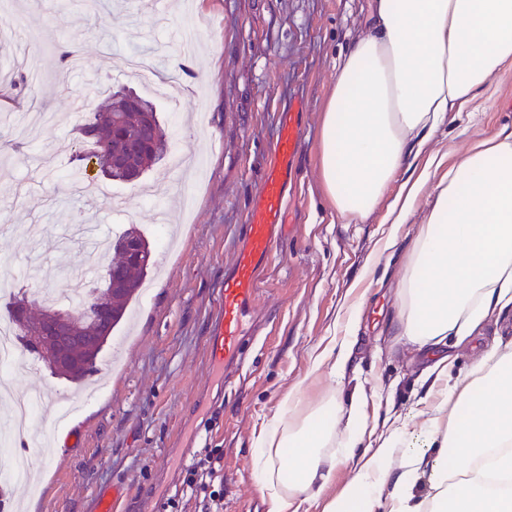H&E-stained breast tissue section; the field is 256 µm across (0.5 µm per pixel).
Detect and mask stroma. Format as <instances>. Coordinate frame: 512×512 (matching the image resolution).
Returning a JSON list of instances; mask_svg holds the SVG:
<instances>
[{"instance_id":"stroma-1","label":"stroma","mask_w":512,"mask_h":512,"mask_svg":"<svg viewBox=\"0 0 512 512\" xmlns=\"http://www.w3.org/2000/svg\"><path fill=\"white\" fill-rule=\"evenodd\" d=\"M17 22L0 42V88L12 91L9 111L56 113L55 124L31 140L0 125L9 163L0 171V257L11 260L17 287L63 297L69 274L101 276L107 259L87 257L71 240L76 225L93 224L104 242L130 226L148 228L159 206L170 211L179 239L167 250L149 235L155 267L149 288L100 353L95 391L65 419H51L50 449L24 447L34 462L38 491L17 488L11 501L36 500V512H93L100 491L121 493L115 512H271L255 475L254 452L272 420L290 428L321 402L346 404L352 391L391 389L392 413L413 414L432 360L397 336L395 288L430 207L422 195L393 253L373 263L389 226L380 202L364 220L339 216L319 177L321 109L333 88L336 64L366 26L367 0H10ZM197 52L185 59L183 39ZM71 49L78 67L59 55ZM148 50L163 71L185 69L198 87L179 111L156 99L169 151L200 156L203 177L186 173L159 189L155 201L140 185L112 184L96 169L85 178L98 196L75 194L70 155L77 122L65 98L99 103L128 89L144 94L123 57ZM32 74L14 89L17 70ZM298 109L301 147L285 198V227L263 268L257 305L262 319L241 367L225 380L210 359L206 338L220 319L224 275L234 262L249 212L274 162L284 115ZM475 117L452 112L412 161L430 183L477 142L512 130V67L495 75L475 105ZM363 303L358 326L350 307ZM351 337L343 384L313 370L314 356ZM512 342V307L490 315L477 336L449 349L448 378L468 374L485 348ZM18 391L62 398L74 383L43 362L13 374ZM294 404H287L291 390ZM219 453L223 481L201 496L181 494L185 469Z\"/></svg>"}]
</instances>
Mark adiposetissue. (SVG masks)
<instances>
[{
    "instance_id": "obj_1",
    "label": "adipose tissue",
    "mask_w": 512,
    "mask_h": 512,
    "mask_svg": "<svg viewBox=\"0 0 512 512\" xmlns=\"http://www.w3.org/2000/svg\"><path fill=\"white\" fill-rule=\"evenodd\" d=\"M512 63V0H370L367 29L336 68L321 132V176L339 215L365 218L409 155L449 113L463 111ZM397 335L437 356L427 387L448 376V342H469L490 313L512 304V132L478 142L449 167L396 288ZM364 394L328 401L302 423L271 425L256 477L272 512L331 483L326 449L345 427L343 462L357 474L327 512H374L392 485L391 512H512V346H493L451 389L426 395L415 416L377 433ZM466 461L462 478L449 457ZM428 478L431 491L415 488Z\"/></svg>"
}]
</instances>
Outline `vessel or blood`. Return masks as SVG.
I'll use <instances>...</instances> for the list:
<instances>
[{
	"label": "vessel or blood",
	"mask_w": 512,
	"mask_h": 512,
	"mask_svg": "<svg viewBox=\"0 0 512 512\" xmlns=\"http://www.w3.org/2000/svg\"><path fill=\"white\" fill-rule=\"evenodd\" d=\"M299 150L300 127L295 113L291 112L283 120L274 147L278 162L266 174L233 269L224 278L222 319L208 340L215 367L233 365L242 354L250 330L247 319L252 314L260 274L284 225L285 187Z\"/></svg>",
	"instance_id": "obj_1"
}]
</instances>
